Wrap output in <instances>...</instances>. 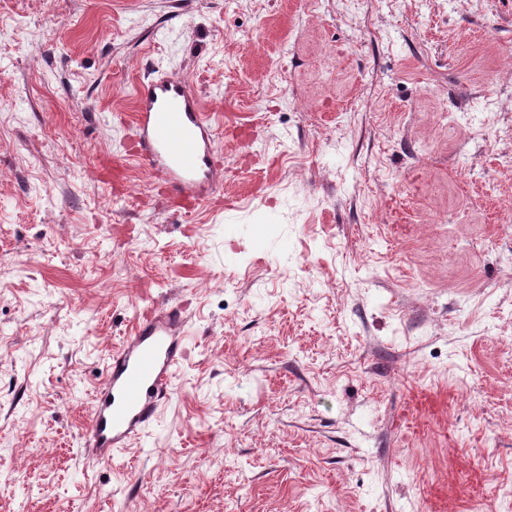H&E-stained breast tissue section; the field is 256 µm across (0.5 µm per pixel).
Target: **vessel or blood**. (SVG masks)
<instances>
[{"label": "vessel or blood", "instance_id": "b4317fda", "mask_svg": "<svg viewBox=\"0 0 512 512\" xmlns=\"http://www.w3.org/2000/svg\"><path fill=\"white\" fill-rule=\"evenodd\" d=\"M131 162L155 174L168 195L202 204L224 186L211 116L183 77L151 70L135 89ZM182 307L143 312L113 351L86 431V451L100 462L140 438L168 399L184 356Z\"/></svg>", "mask_w": 512, "mask_h": 512}]
</instances>
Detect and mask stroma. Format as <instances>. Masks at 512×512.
Listing matches in <instances>:
<instances>
[{
  "mask_svg": "<svg viewBox=\"0 0 512 512\" xmlns=\"http://www.w3.org/2000/svg\"><path fill=\"white\" fill-rule=\"evenodd\" d=\"M152 68L215 116L188 211L120 161ZM177 303L170 401L92 461ZM511 507L512 0H0V512ZM185 323L180 305L148 309L113 351L86 431L85 451L98 462L140 438L169 398L184 356Z\"/></svg>",
  "mask_w": 512,
  "mask_h": 512,
  "instance_id": "35a3bbf8",
  "label": "stroma"
}]
</instances>
